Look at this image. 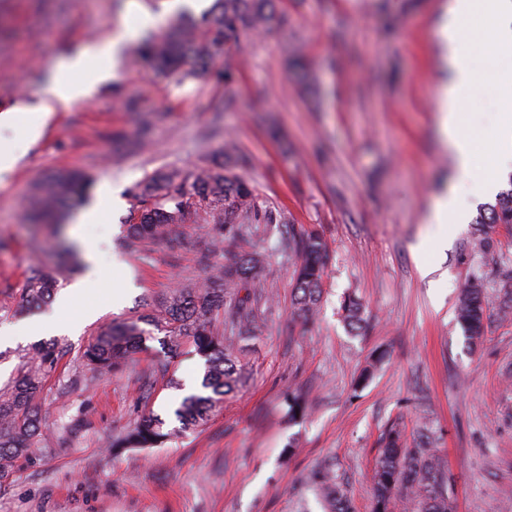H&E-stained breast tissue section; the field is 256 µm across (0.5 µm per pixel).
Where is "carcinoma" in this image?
Segmentation results:
<instances>
[{"mask_svg": "<svg viewBox=\"0 0 512 512\" xmlns=\"http://www.w3.org/2000/svg\"><path fill=\"white\" fill-rule=\"evenodd\" d=\"M288 25V16L277 8V0H216L210 18L201 26L184 20L165 34H149L138 44L136 60L154 72L183 84L209 69L216 60L224 61V81L232 80L238 59L231 42H240L252 34ZM509 188L500 192L495 204L480 215L484 227L478 240L480 249L492 247L489 230L497 224L512 225V174ZM93 180L79 169L60 170L35 187L33 219L60 217L82 205L88 198ZM140 202L138 215L127 228V244L135 246L143 239L170 238L171 226L182 224L188 215L203 211L208 235L218 246L223 234L238 238L256 233L259 223L271 224L276 218L260 216L257 197L248 181L222 163L199 169H161L145 177L133 188ZM288 247L299 257L294 275L295 312L306 319L315 317L322 297L327 250L314 234L289 231ZM262 260L251 254L228 252L224 264L201 284H184L173 289L153 311L136 320L114 323L102 329L83 352L84 365L97 374H116L136 353L147 349L152 333L145 323L168 334L170 342L192 341L197 355L204 360L201 392L181 400L174 415L182 427L204 424L225 398L233 395L241 382L240 365L234 340L250 335L252 309L237 299L241 289L257 290ZM57 286L56 277L35 265L27 270L21 302L45 304ZM229 304L228 318L235 339L220 333L214 312ZM489 302L482 285L468 281L461 290L456 321L471 340L481 339ZM345 323L350 332L360 333L366 324L363 304L354 295L344 300ZM60 357L53 347H39L34 357L17 375L0 387V487L9 483L16 463L28 457L42 433L37 400L46 379L56 371ZM164 421L154 414L141 418L128 434L115 442V448H153L163 444L169 434ZM306 482L328 504V512H353L336 474L328 469L315 470ZM372 512H389L398 491L412 496L417 512H453L445 481L442 460L429 448H404L401 432L392 427L379 449V461L373 474Z\"/></svg>", "mask_w": 512, "mask_h": 512, "instance_id": "obj_1", "label": "carcinoma"}]
</instances>
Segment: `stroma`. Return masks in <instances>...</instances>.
I'll return each instance as SVG.
<instances>
[{"label": "stroma", "instance_id": "stroma-1", "mask_svg": "<svg viewBox=\"0 0 512 512\" xmlns=\"http://www.w3.org/2000/svg\"><path fill=\"white\" fill-rule=\"evenodd\" d=\"M444 0H281L288 25L255 38L232 81L223 62L176 85L130 62L94 59L89 71L114 67L86 102L52 112L41 137L24 136L26 115L0 128L19 159L0 181V384L37 345L65 354L39 396L43 437L0 488V512H324L303 476L331 464L354 512H371L372 472L381 438L401 430L406 447L429 446L446 463L453 512L512 508V226H497L490 251L477 249L476 219L495 194L473 200L462 224H449L448 248L415 253L427 232L430 201L455 162L438 131V90L447 48ZM214 0L181 8L174 0H0V110L36 99L47 65L85 44L125 32L154 33L180 15L207 16ZM462 45L478 91L467 93L469 130L500 122L495 72L471 35ZM153 113L148 132L139 115ZM145 135L147 146L114 161V132ZM244 161L236 174L254 188L261 211L276 216L224 251H261L267 264L255 304L256 328L242 342V382L208 421L185 429L174 416L186 385L200 383L203 362L189 341L176 353L155 332L146 352L120 374L85 369L82 353L103 327L150 312L174 283H199L223 264L197 223L175 227L178 246L147 241L131 249L127 227L139 203L132 187L163 167H206L225 140ZM62 168L109 184L116 204L98 223L66 224L67 238L101 244L100 285L80 309L98 310L78 333L46 329L18 339L2 328L29 319L20 292L28 267L52 268L44 243L52 225L30 224L35 182ZM312 231L329 259L313 322L294 314V260L273 251L289 227ZM120 268H113V261ZM433 266L422 277L420 264ZM481 282L486 328L468 344L456 322L459 287ZM124 291L111 307L113 289ZM356 293L369 327L348 333L341 305ZM376 362L364 387L355 380ZM167 363V373L156 370ZM306 410L288 414V393ZM161 415L170 439L156 448L109 446L148 413Z\"/></svg>", "mask_w": 512, "mask_h": 512}]
</instances>
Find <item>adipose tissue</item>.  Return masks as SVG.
<instances>
[{
    "mask_svg": "<svg viewBox=\"0 0 512 512\" xmlns=\"http://www.w3.org/2000/svg\"><path fill=\"white\" fill-rule=\"evenodd\" d=\"M446 12L449 24L441 30L448 45V82L440 91L443 119L441 130L444 143L456 161V172L447 194L437 198L430 221L436 225L448 219H461L467 198L493 189L499 175L512 172V151L490 154L485 159L486 176L475 181L473 161L476 139L467 130L463 112L462 92L477 86L470 59L461 47L466 22L475 20L480 26L486 51L512 41V0H448ZM119 41L105 39L84 46L75 55L52 62L48 70L50 79L41 91L38 102L18 101L0 112V126L12 123L15 115L36 113L37 118L28 127L29 140H37L53 104L74 105L87 100L95 87L108 80V73L85 76L87 62L93 57H109L119 48Z\"/></svg>",
    "mask_w": 512,
    "mask_h": 512,
    "instance_id": "adipose-tissue-1",
    "label": "adipose tissue"
}]
</instances>
